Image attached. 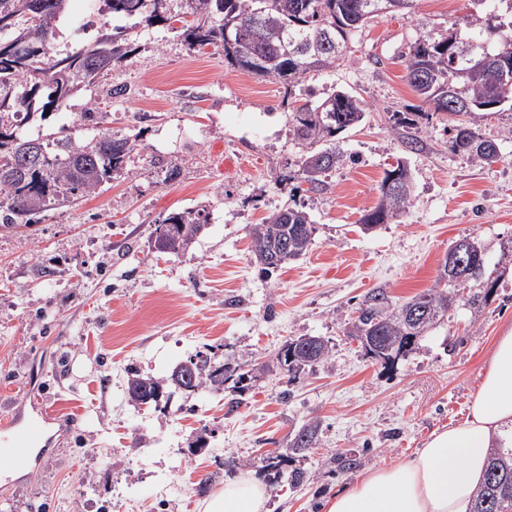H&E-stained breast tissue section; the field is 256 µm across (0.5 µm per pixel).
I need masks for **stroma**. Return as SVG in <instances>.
I'll return each mask as SVG.
<instances>
[{"label":"stroma","mask_w":512,"mask_h":512,"mask_svg":"<svg viewBox=\"0 0 512 512\" xmlns=\"http://www.w3.org/2000/svg\"><path fill=\"white\" fill-rule=\"evenodd\" d=\"M471 10L470 0H415L414 19L378 16L336 67L292 90L228 66L222 48L189 51L167 23L102 13L86 30L73 10L58 45L79 49L107 24L122 29L130 58L22 131L66 124L89 141L97 129L78 115L96 97L106 128L138 146L126 172L95 193L32 228L0 226V420L35 400L58 418L37 460L0 488V512H199L245 473L266 483L268 512H323L346 484L465 417L497 337L512 327V108L472 116L501 155L478 164L450 149L447 114L423 112L403 56L423 28H449ZM115 86L126 95L107 98ZM337 91L357 94L367 114L337 136L352 160L317 194L299 175L305 148L288 114L292 100ZM395 112L419 113L416 149L394 129ZM172 161L180 175L171 182ZM400 161L412 174L408 210L363 230V210ZM287 204L306 210L316 233L303 258L269 277L251 232ZM174 211L201 213L204 230L186 253L152 252L156 221ZM464 237L484 253L481 307L456 299L392 364L365 355L347 334L364 295L383 288L401 303L426 290ZM300 336L322 337L330 354L292 380L276 355ZM199 354L247 372L248 388L166 384L159 406L129 400L130 372L165 380ZM310 423L316 444L286 464L306 474L293 489L266 458Z\"/></svg>","instance_id":"1"}]
</instances>
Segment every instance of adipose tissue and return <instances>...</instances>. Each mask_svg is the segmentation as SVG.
<instances>
[{
  "mask_svg": "<svg viewBox=\"0 0 512 512\" xmlns=\"http://www.w3.org/2000/svg\"><path fill=\"white\" fill-rule=\"evenodd\" d=\"M512 447V329L499 336L464 419L434 431L413 456L379 467L331 500L326 512H470L491 449ZM249 476L225 481L201 512H267Z\"/></svg>",
  "mask_w": 512,
  "mask_h": 512,
  "instance_id": "ef3b65f1",
  "label": "adipose tissue"
}]
</instances>
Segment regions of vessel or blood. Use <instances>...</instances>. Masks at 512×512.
Instances as JSON below:
<instances>
[{
  "label": "vessel or blood",
  "instance_id": "obj_1",
  "mask_svg": "<svg viewBox=\"0 0 512 512\" xmlns=\"http://www.w3.org/2000/svg\"><path fill=\"white\" fill-rule=\"evenodd\" d=\"M52 421V413L39 407L32 416L19 415L1 424L0 455L7 456L14 466L27 465L34 452L46 446Z\"/></svg>",
  "mask_w": 512,
  "mask_h": 512
}]
</instances>
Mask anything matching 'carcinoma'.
<instances>
[{"label":"carcinoma","mask_w":512,"mask_h":512,"mask_svg":"<svg viewBox=\"0 0 512 512\" xmlns=\"http://www.w3.org/2000/svg\"><path fill=\"white\" fill-rule=\"evenodd\" d=\"M70 0H0V223L29 227L39 213L70 198L87 195L126 169L136 140L102 130L86 144L72 138L71 128L59 127L52 137H25L18 117L68 106L71 96L94 83L93 71L109 59L111 66L124 64L130 50L122 38L103 33L87 48L73 52L53 49L56 23ZM170 0H108L114 15L138 17L148 25L167 20ZM503 11L469 14L458 20L466 36L434 30L424 32L405 55L404 80L422 102L436 112L456 117L450 129L452 151L488 164L499 160L496 143L485 140L470 125L469 117L495 112L512 103V0ZM197 22L185 27L189 49L221 46L224 61L251 75L274 77L293 87L312 70L336 66L344 57L351 36L381 15L384 0H191ZM366 116L365 103L357 96L338 91L322 100L307 99L289 115L293 135L305 147L299 175L320 193L326 189L323 175L338 165L354 161L336 147L338 134L359 126ZM419 113L395 112L394 126L409 130L406 145L419 143ZM40 158L37 167L15 172L27 150ZM412 179L407 165L399 161L386 171L378 187V202L363 211L360 224L372 229L389 224L407 210ZM203 228L190 212H171L154 228L152 236L164 234L169 252L188 251ZM315 227L310 215L288 205L274 211L253 231L255 262L266 276L281 270L268 261L263 249L288 250L293 260L312 245ZM485 258L475 254L472 272L463 280L448 274V263L439 266L434 284L405 303L394 307L383 288L370 290L357 308L351 327L353 336H381L388 353L366 350L371 357L391 363L393 354L407 350L415 338L435 325L448 312L457 290L482 282ZM429 312V320L412 325L406 314L413 308ZM328 344L311 352L302 338L287 342L276 360L289 376L324 362ZM235 380L246 389L248 374L224 363L197 375L194 390L210 384L221 387ZM318 425L302 428L285 453L268 462L281 473L290 455L311 448ZM473 512H512V447L494 448L489 457Z\"/></svg>","instance_id":"cac0c4a2"}]
</instances>
